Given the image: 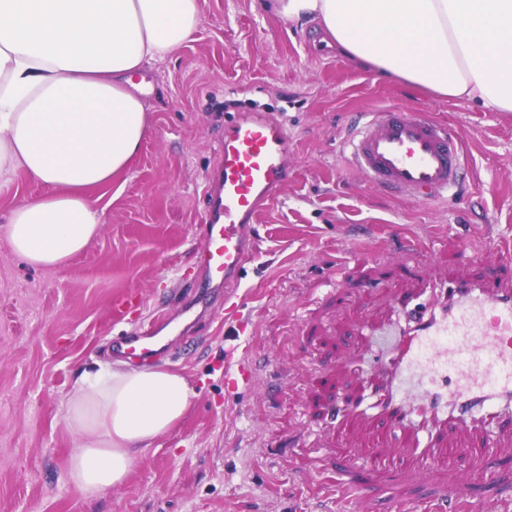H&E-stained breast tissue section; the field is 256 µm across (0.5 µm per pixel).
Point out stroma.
I'll return each mask as SVG.
<instances>
[{"mask_svg": "<svg viewBox=\"0 0 512 512\" xmlns=\"http://www.w3.org/2000/svg\"><path fill=\"white\" fill-rule=\"evenodd\" d=\"M202 23L149 70L150 132L117 183L93 190L100 237L66 268L33 269L0 237V512H390L443 494L473 466L512 491V437L497 423L434 419L393 432L384 387L409 307L430 306L449 276L504 267L512 240V112L443 98L357 65L322 32L263 0H199ZM396 104L445 121L471 168L445 202L399 200L349 169L353 114ZM257 108L288 131L286 186L250 232L255 257L238 315L248 349L201 315L159 367L194 391L184 419L134 463L121 486L84 499L67 480L79 445L64 405L81 376L115 366L112 340L160 313L178 315L203 281L192 257L204 187L233 113ZM136 291L126 322L112 301ZM248 359L253 379L224 385ZM361 403L346 413L339 395ZM440 449L433 468L422 461ZM347 458L374 480L400 469L371 503L337 482Z\"/></svg>", "mask_w": 512, "mask_h": 512, "instance_id": "1", "label": "stroma"}]
</instances>
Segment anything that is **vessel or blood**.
<instances>
[{"instance_id": "1", "label": "vessel or blood", "mask_w": 512, "mask_h": 512, "mask_svg": "<svg viewBox=\"0 0 512 512\" xmlns=\"http://www.w3.org/2000/svg\"><path fill=\"white\" fill-rule=\"evenodd\" d=\"M288 143L287 130L259 112L235 115L224 133L220 164L206 186L195 258L225 300L237 297L257 249L250 224L288 181ZM345 147L351 168L371 187L431 203L458 188L467 162L462 140L447 125L395 106L367 113ZM157 333L152 324L143 335L114 338L112 353L150 360L158 354ZM416 369L435 420L466 419L491 401L512 408V281H450L443 302L411 317L393 378Z\"/></svg>"}]
</instances>
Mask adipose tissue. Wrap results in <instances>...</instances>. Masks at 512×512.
Instances as JSON below:
<instances>
[{"label": "adipose tissue", "instance_id": "ef3b65f1", "mask_svg": "<svg viewBox=\"0 0 512 512\" xmlns=\"http://www.w3.org/2000/svg\"><path fill=\"white\" fill-rule=\"evenodd\" d=\"M346 54L437 95L512 112V0H270ZM201 23L199 0H0V194L19 173L42 194L15 203L4 232L28 266H67L97 240L89 188L111 184L150 130L134 76L170 59ZM179 372L114 369L82 378L64 422L88 500L122 485L138 456L184 418Z\"/></svg>", "mask_w": 512, "mask_h": 512}]
</instances>
